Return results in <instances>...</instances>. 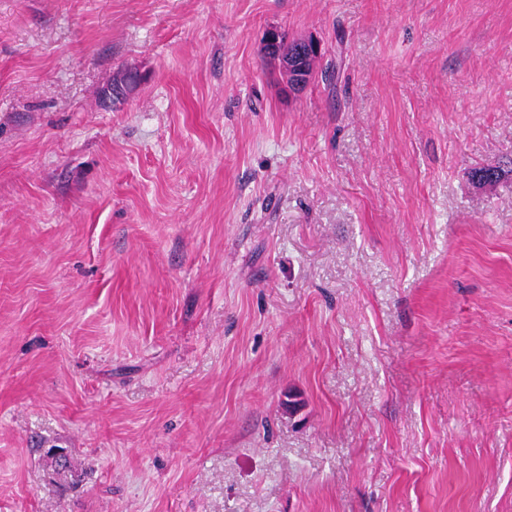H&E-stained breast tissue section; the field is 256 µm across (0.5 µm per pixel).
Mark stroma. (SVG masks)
<instances>
[{
  "instance_id": "stroma-1",
  "label": "stroma",
  "mask_w": 512,
  "mask_h": 512,
  "mask_svg": "<svg viewBox=\"0 0 512 512\" xmlns=\"http://www.w3.org/2000/svg\"><path fill=\"white\" fill-rule=\"evenodd\" d=\"M509 160L512 0H0V512H512ZM298 47L283 46V36L277 30L267 33L265 53L279 61L282 71L288 76V88L300 91L311 79L314 63L321 56L322 48L314 39L297 41ZM309 63L312 68L309 69Z\"/></svg>"
}]
</instances>
